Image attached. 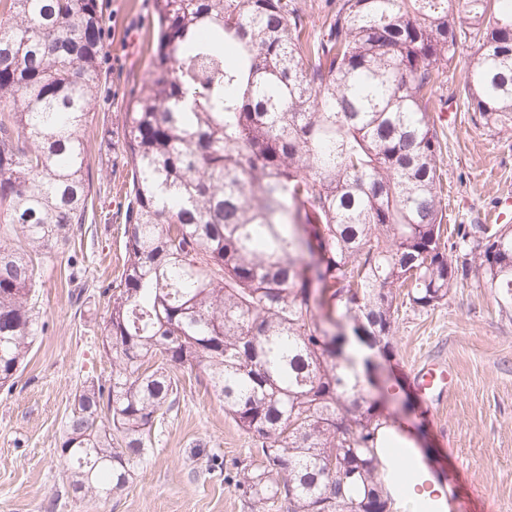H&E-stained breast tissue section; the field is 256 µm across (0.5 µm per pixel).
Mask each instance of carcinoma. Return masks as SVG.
Instances as JSON below:
<instances>
[{"label":"carcinoma","mask_w":512,"mask_h":512,"mask_svg":"<svg viewBox=\"0 0 512 512\" xmlns=\"http://www.w3.org/2000/svg\"><path fill=\"white\" fill-rule=\"evenodd\" d=\"M453 0H153L149 69L124 112L131 189L101 347L55 448L65 492L107 501L180 405L179 372L224 402L258 458L250 512H390L393 415L367 386L399 306L433 309L481 271L512 308V225L444 231L433 112L464 30ZM462 94L512 131V0H462ZM99 0L0 13V386L35 341V258L85 223ZM336 307L328 330L315 292Z\"/></svg>","instance_id":"1"}]
</instances>
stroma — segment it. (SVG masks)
I'll return each instance as SVG.
<instances>
[{"mask_svg":"<svg viewBox=\"0 0 512 512\" xmlns=\"http://www.w3.org/2000/svg\"><path fill=\"white\" fill-rule=\"evenodd\" d=\"M99 2L105 54L91 128L111 129L112 143L91 149L86 179L93 207L81 232L42 261L38 336L13 388L0 389V512H247L235 464L252 442L223 403L187 375L178 411L156 427L120 495L96 504L74 499L64 494L55 465L76 386L112 372L100 333L124 258L123 112L151 55V0ZM473 51L466 46L448 71L453 121H435L451 224L487 223L500 197L512 191V132H487L458 92ZM76 266L91 285L79 309L69 284ZM374 360L380 377L372 394L396 414L429 474L456 484L448 512H512V318L500 314L477 275L451 288L434 309L399 308L394 351ZM431 360L447 362L457 374L456 388L437 407L427 406L407 374L411 365Z\"/></svg>","mask_w":512,"mask_h":512,"instance_id":"stroma-1","label":"stroma"}]
</instances>
